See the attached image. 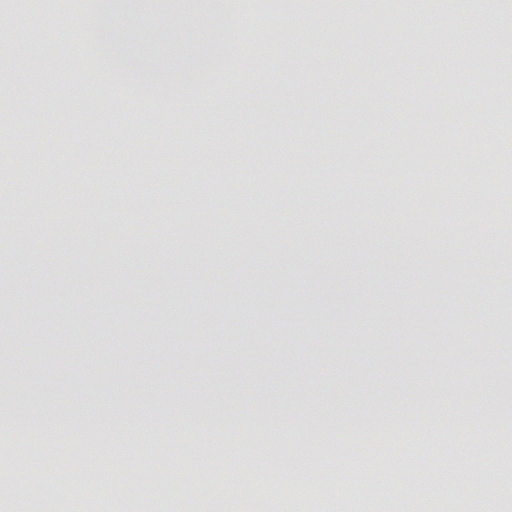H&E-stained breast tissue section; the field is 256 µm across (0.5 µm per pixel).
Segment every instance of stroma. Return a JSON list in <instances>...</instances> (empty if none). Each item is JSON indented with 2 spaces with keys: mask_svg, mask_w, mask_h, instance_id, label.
I'll return each instance as SVG.
<instances>
[{
  "mask_svg": "<svg viewBox=\"0 0 512 512\" xmlns=\"http://www.w3.org/2000/svg\"><path fill=\"white\" fill-rule=\"evenodd\" d=\"M401 2L378 13L365 0H288L282 45L261 0L235 85L223 84L224 61L205 75L223 111L199 102L112 113L113 97L139 98L116 73L102 96L70 78L86 16L67 15L63 0L32 11L0 0L11 36L0 55L25 45L32 69L0 64L11 88L0 99V424L10 426L0 443L12 450L0 469L16 486L55 495L99 456L122 485L101 479L92 503L63 512H245L260 488L297 481L327 491L310 512H360L387 475L392 512H512L501 480L512 434L496 447L464 442L448 418L479 405L478 362L512 406V249L497 229L512 221V196L469 214L479 236L448 222L476 179L470 145L512 162V141L481 125L507 61L459 0ZM201 3L137 0L115 22L135 40L185 50L224 22L222 7ZM444 25L457 48L442 67L478 78L462 115L438 68L411 64ZM76 101L94 103L101 122L69 110ZM144 125L147 139L128 137ZM410 140L423 159L400 153ZM145 142L153 158L143 167ZM19 148L33 160L24 173ZM431 194L446 212L428 216ZM405 206L415 222H404ZM47 212L59 224L31 235ZM487 246L503 269H476ZM244 402L269 419L190 447L181 428L146 433L136 422L188 408L219 417ZM29 406L104 423L45 448L14 423ZM416 406L430 417L396 426L420 441L414 457L356 424L342 443L332 438L345 419ZM291 415L307 429L284 430ZM103 436L109 447H98ZM148 470L166 475L165 494L143 482ZM471 471L486 480L482 497L463 479ZM344 480L361 488L358 501L335 500Z\"/></svg>",
  "mask_w": 512,
  "mask_h": 512,
  "instance_id": "35a3bbf8",
  "label": "stroma"
}]
</instances>
